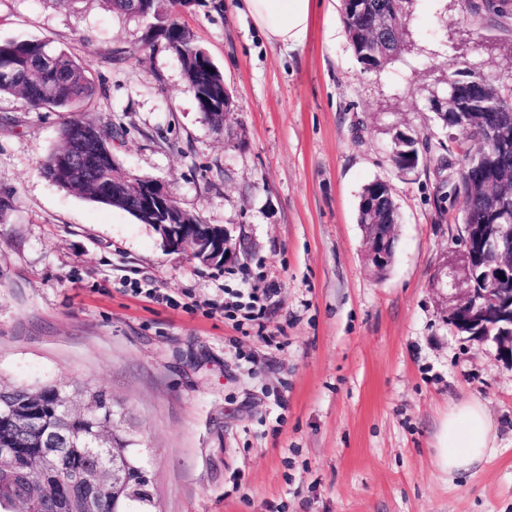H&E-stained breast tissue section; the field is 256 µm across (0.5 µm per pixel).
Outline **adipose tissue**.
<instances>
[{
  "mask_svg": "<svg viewBox=\"0 0 512 512\" xmlns=\"http://www.w3.org/2000/svg\"><path fill=\"white\" fill-rule=\"evenodd\" d=\"M314 0H245L254 25L273 45L305 43ZM498 435L485 403L477 397L452 404L437 436L436 464L448 477L469 472L496 450Z\"/></svg>",
  "mask_w": 512,
  "mask_h": 512,
  "instance_id": "obj_1",
  "label": "adipose tissue"
}]
</instances>
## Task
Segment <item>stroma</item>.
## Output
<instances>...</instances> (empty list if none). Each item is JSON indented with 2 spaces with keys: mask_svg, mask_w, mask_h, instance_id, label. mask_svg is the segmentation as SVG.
I'll return each instance as SVG.
<instances>
[{
  "mask_svg": "<svg viewBox=\"0 0 512 512\" xmlns=\"http://www.w3.org/2000/svg\"><path fill=\"white\" fill-rule=\"evenodd\" d=\"M408 44L377 71L323 0L306 42L270 44L243 0L183 17L234 108L203 121L163 38L107 0H0V39L51 40L96 87L88 115L117 129L112 156L166 183L179 206L229 229L236 259L170 252L152 225L49 182L66 112L0 96V385L103 391L147 448L158 512H512V363L447 317L439 267L459 248L463 204L437 188L469 134L429 110L462 60L512 92V0H405ZM403 130L426 152L391 160ZM386 181L399 208L384 277L362 251L358 203ZM266 298L229 319L224 292ZM170 296L162 303L146 290ZM477 396L495 454L455 480L435 463L451 403Z\"/></svg>",
  "mask_w": 512,
  "mask_h": 512,
  "instance_id": "1",
  "label": "stroma"
}]
</instances>
